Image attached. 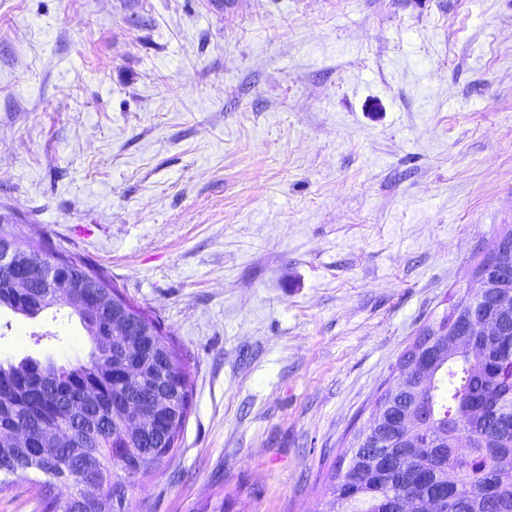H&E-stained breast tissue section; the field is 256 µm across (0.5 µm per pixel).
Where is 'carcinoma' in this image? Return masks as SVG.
<instances>
[{
	"label": "carcinoma",
	"mask_w": 512,
	"mask_h": 512,
	"mask_svg": "<svg viewBox=\"0 0 512 512\" xmlns=\"http://www.w3.org/2000/svg\"><path fill=\"white\" fill-rule=\"evenodd\" d=\"M12 247L17 263L32 280V288L18 293L0 272V309L35 318L62 303L76 315L93 347L88 360L58 365L25 357L17 363L0 362V430L24 425L49 428L62 421L75 425L72 440L54 448L35 440L30 448L0 445V494L13 487V478L34 471L45 476L38 482L43 512H100L98 501L84 491L93 482L107 498L127 499L126 473L134 469L163 471L175 459L178 440L191 409L193 378L188 359L174 348L172 335L145 309L131 303L103 274L88 265L40 246L25 245L0 224V248ZM57 262L62 278H82L102 293L100 313L87 318L78 299L58 286L41 284L43 266ZM478 281L487 285L483 303L499 293L512 294V228L505 227L491 253L476 266ZM470 298L448 305L436 320L454 328L469 309ZM133 316L139 326L124 336L112 335V317L119 311ZM501 336L487 338L482 351L473 352L460 341L435 357L429 372L415 371L411 378V406L425 415L418 428L402 438L389 430L382 448L363 454L350 445L348 463L329 474L327 512H389L391 500L408 496L421 502L443 501V512H512V416L497 415L500 403L512 399V380L504 375L512 363V315ZM162 364L167 378L161 387L174 404L153 444L131 438L114 400L137 392L148 409L155 393L145 379ZM96 399L84 420L70 410V401L85 389ZM395 403L404 401L381 395L370 421L385 422ZM469 440L471 448L459 453L457 443ZM76 488L59 502L58 485Z\"/></svg>",
	"instance_id": "cac0c4a2"
}]
</instances>
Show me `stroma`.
I'll return each mask as SVG.
<instances>
[{"label":"stroma","mask_w":512,"mask_h":512,"mask_svg":"<svg viewBox=\"0 0 512 512\" xmlns=\"http://www.w3.org/2000/svg\"><path fill=\"white\" fill-rule=\"evenodd\" d=\"M194 368L128 512H323L421 326L512 225V0H0V213ZM0 314V361L87 356Z\"/></svg>","instance_id":"stroma-1"}]
</instances>
